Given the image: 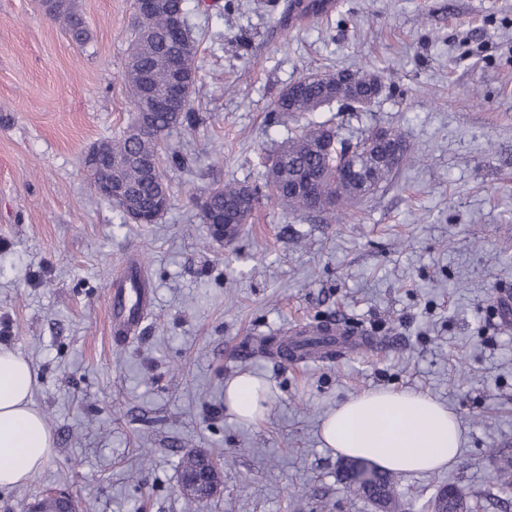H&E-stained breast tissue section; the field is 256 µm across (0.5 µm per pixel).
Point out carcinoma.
<instances>
[{"label": "carcinoma", "instance_id": "1", "mask_svg": "<svg viewBox=\"0 0 512 512\" xmlns=\"http://www.w3.org/2000/svg\"><path fill=\"white\" fill-rule=\"evenodd\" d=\"M46 13L55 20H63L73 41L84 44L89 33L80 14L74 9L72 0H46ZM327 6L325 0H292L286 12L317 14ZM131 51L128 56L122 82L127 88L134 112L132 123L124 134L104 143L112 159V177L129 184L138 193L139 202L146 210V223L153 224L172 204V195L164 170V163L181 166L185 163L177 152L164 150V138L170 131L196 118L192 92L197 81L195 65L198 45L189 30L181 37L173 36L166 13L136 19L132 32ZM177 62L185 82L186 92L180 107L156 112L152 108L155 98L168 89L172 78V62ZM372 72L338 71L320 75L302 88L295 97H288L283 90L271 105V111L296 114L300 117L315 112L323 106L337 105L338 110L349 106L336 99V80L346 79L344 92L355 86L369 101L379 97L381 86L375 83ZM327 134L334 137L340 152L356 144V152L365 156L371 151L367 146L371 131H366L355 142L341 139L332 127L324 124H307L294 135L278 145L273 156L278 160L276 172L268 177L266 190L251 191L257 202L267 201L285 213L309 214L313 212L307 199L292 191L298 179L308 173H316L322 181L326 196L338 201L329 209L336 220L342 219V212L356 203L358 193L341 185L336 179V155L322 154L314 149L319 137ZM248 189L246 185L228 183L209 190L201 208L203 223H213L224 218V204L240 197ZM394 476L386 471L372 468V479L363 499L373 504L378 499L387 500L394 491ZM457 496L444 500H433L431 508L443 512H464L468 493L460 487H448Z\"/></svg>", "mask_w": 512, "mask_h": 512}]
</instances>
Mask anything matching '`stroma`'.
<instances>
[{
	"label": "stroma",
	"instance_id": "35a3bbf8",
	"mask_svg": "<svg viewBox=\"0 0 512 512\" xmlns=\"http://www.w3.org/2000/svg\"><path fill=\"white\" fill-rule=\"evenodd\" d=\"M91 33L73 43L39 0H0V346L27 358L54 451L0 512L67 491L81 512H188L179 461H224L203 512H373L349 493L320 423L372 389L448 406L463 433L448 469L400 475L413 512L444 486L471 512H512L491 479L512 458V0H334L281 17L284 0H188L198 43L197 120L168 143L173 199L154 224L124 222L83 167L89 147L130 121L120 77L132 0H75ZM377 72L366 112H272L293 81ZM355 140L399 129L412 162L342 222L261 205L231 246L196 200L228 182L264 188L275 146L304 123ZM152 307L137 338L113 343L107 290L131 254ZM341 323L375 344L285 364L257 339ZM250 372L271 391L256 424L224 408Z\"/></svg>",
	"mask_w": 512,
	"mask_h": 512
}]
</instances>
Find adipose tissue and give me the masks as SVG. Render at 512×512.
<instances>
[{
    "label": "adipose tissue",
    "mask_w": 512,
    "mask_h": 512,
    "mask_svg": "<svg viewBox=\"0 0 512 512\" xmlns=\"http://www.w3.org/2000/svg\"><path fill=\"white\" fill-rule=\"evenodd\" d=\"M35 373L24 358L0 347V488L27 483L54 448L35 407ZM265 382L242 373L224 385V405L241 422L267 410ZM325 447L395 474L432 472L456 462L462 431L455 413L420 392L367 391L338 404L321 423Z\"/></svg>",
    "instance_id": "ef3b65f1"
}]
</instances>
